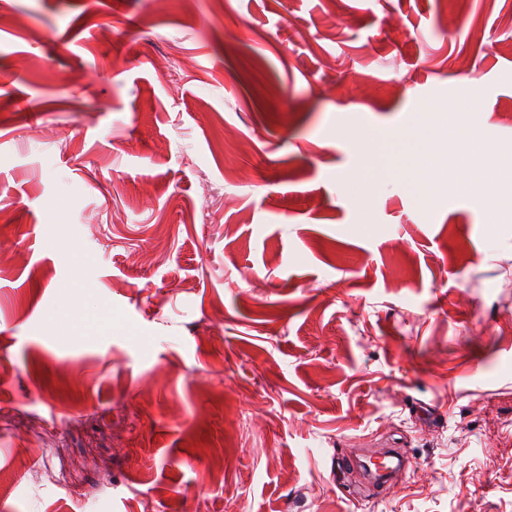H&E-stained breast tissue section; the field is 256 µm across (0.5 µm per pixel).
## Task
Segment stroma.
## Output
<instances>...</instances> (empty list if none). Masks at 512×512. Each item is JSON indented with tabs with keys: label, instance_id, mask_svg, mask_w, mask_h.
<instances>
[{
	"label": "stroma",
	"instance_id": "35a3bbf8",
	"mask_svg": "<svg viewBox=\"0 0 512 512\" xmlns=\"http://www.w3.org/2000/svg\"><path fill=\"white\" fill-rule=\"evenodd\" d=\"M215 2L0 0V512H512V224L331 130L512 164V0ZM379 133L371 130L366 135L367 149L362 158L364 175L374 189L397 171L404 173L416 192L427 195L429 184V158L440 146L433 141L416 142L405 137L394 141L380 140Z\"/></svg>",
	"mask_w": 512,
	"mask_h": 512
}]
</instances>
